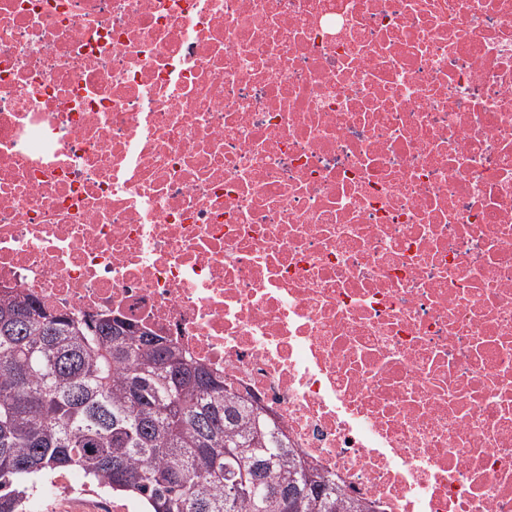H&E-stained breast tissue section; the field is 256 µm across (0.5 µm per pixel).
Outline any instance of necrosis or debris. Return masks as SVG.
<instances>
[{"label": "necrosis or debris", "instance_id": "1", "mask_svg": "<svg viewBox=\"0 0 512 512\" xmlns=\"http://www.w3.org/2000/svg\"><path fill=\"white\" fill-rule=\"evenodd\" d=\"M4 290L376 512H512V0H0Z\"/></svg>", "mask_w": 512, "mask_h": 512}]
</instances>
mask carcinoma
Instances as JSON below:
<instances>
[{
    "label": "carcinoma",
    "instance_id": "carcinoma-1",
    "mask_svg": "<svg viewBox=\"0 0 512 512\" xmlns=\"http://www.w3.org/2000/svg\"><path fill=\"white\" fill-rule=\"evenodd\" d=\"M77 469L146 512H373L149 330L0 294V512Z\"/></svg>",
    "mask_w": 512,
    "mask_h": 512
}]
</instances>
